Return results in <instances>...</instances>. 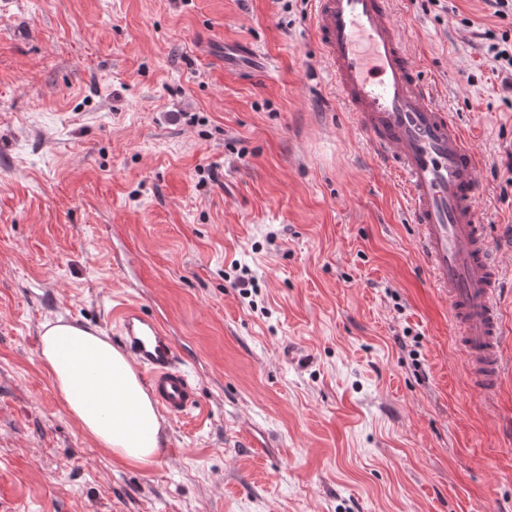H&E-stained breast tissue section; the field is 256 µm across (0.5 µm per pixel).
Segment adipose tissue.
<instances>
[{
	"label": "adipose tissue",
	"instance_id": "adipose-tissue-1",
	"mask_svg": "<svg viewBox=\"0 0 512 512\" xmlns=\"http://www.w3.org/2000/svg\"><path fill=\"white\" fill-rule=\"evenodd\" d=\"M39 339V362L83 433L117 460L151 465L160 418L131 361L97 332L62 318L43 323Z\"/></svg>",
	"mask_w": 512,
	"mask_h": 512
}]
</instances>
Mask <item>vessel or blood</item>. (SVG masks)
I'll return each mask as SVG.
<instances>
[{
	"mask_svg": "<svg viewBox=\"0 0 512 512\" xmlns=\"http://www.w3.org/2000/svg\"><path fill=\"white\" fill-rule=\"evenodd\" d=\"M322 65L376 157L402 175L430 281L448 305L474 390L498 391L504 336L500 257L478 212L481 161L454 112L438 105L400 34L394 0H310ZM120 339L163 413L195 403L168 328L136 304L116 307Z\"/></svg>",
	"mask_w": 512,
	"mask_h": 512,
	"instance_id": "vessel-or-blood-1",
	"label": "vessel or blood"
}]
</instances>
